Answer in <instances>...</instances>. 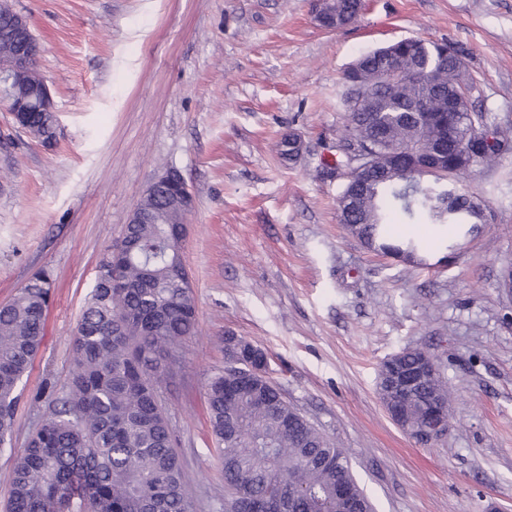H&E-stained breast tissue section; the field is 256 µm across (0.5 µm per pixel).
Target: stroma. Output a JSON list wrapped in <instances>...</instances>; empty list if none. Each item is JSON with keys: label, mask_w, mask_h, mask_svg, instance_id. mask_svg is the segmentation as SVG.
I'll use <instances>...</instances> for the list:
<instances>
[{"label": "stroma", "mask_w": 512, "mask_h": 512, "mask_svg": "<svg viewBox=\"0 0 512 512\" xmlns=\"http://www.w3.org/2000/svg\"><path fill=\"white\" fill-rule=\"evenodd\" d=\"M41 45L56 140L0 107V305L39 270L53 280L45 338L0 449V510L14 456L49 416L96 265L149 183L179 172L193 196L182 253L197 331L163 388L196 512H224L207 410L224 339L261 348L286 400L343 448L376 512H512V154L464 183L487 221L457 239L425 224L433 264L367 251L340 224L342 180L323 163L343 122L355 57L403 38L460 47L481 100L512 133V0H365L359 21L320 29L314 0H11ZM303 143L282 161L279 141ZM421 348L451 394L428 446L391 420L380 364Z\"/></svg>", "instance_id": "1"}]
</instances>
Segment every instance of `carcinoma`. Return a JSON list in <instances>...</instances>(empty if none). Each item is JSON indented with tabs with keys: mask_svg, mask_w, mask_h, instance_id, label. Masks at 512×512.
Listing matches in <instances>:
<instances>
[{
	"mask_svg": "<svg viewBox=\"0 0 512 512\" xmlns=\"http://www.w3.org/2000/svg\"><path fill=\"white\" fill-rule=\"evenodd\" d=\"M329 26L358 21L364 0H325ZM341 138L371 156L372 171L344 185L339 221L366 248L422 264L423 241L393 240L386 226L446 225L459 236L487 221L483 201L462 178L503 157L482 127L480 82L446 41L407 38L358 56L342 75ZM29 111L19 123L43 144L57 119L37 109L41 83L29 79ZM149 224L125 225L109 247L72 339L73 365L52 411L14 458L7 512H195L176 454L162 387L196 331L193 289L180 249L179 213L148 196ZM51 276L36 272L0 306V447L10 443L20 384L44 339ZM224 353L260 368L265 354L243 337ZM425 353L405 350L379 370L380 398H396L394 374ZM448 405L440 377L397 402L402 427L423 425L430 407ZM207 411L224 467V512H374L354 481L344 450L305 419L264 375L224 367L207 385Z\"/></svg>",
	"mask_w": 512,
	"mask_h": 512,
	"instance_id": "1",
	"label": "carcinoma"
}]
</instances>
